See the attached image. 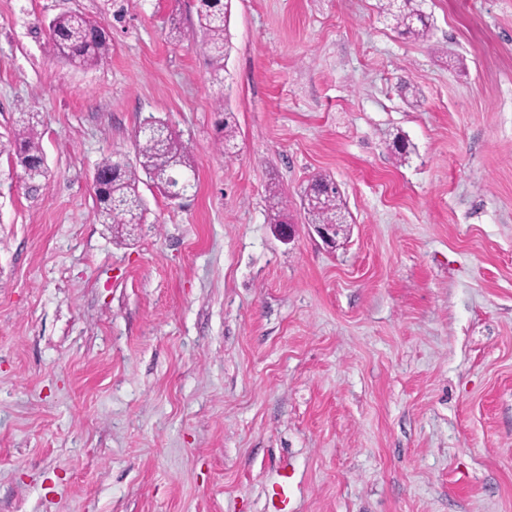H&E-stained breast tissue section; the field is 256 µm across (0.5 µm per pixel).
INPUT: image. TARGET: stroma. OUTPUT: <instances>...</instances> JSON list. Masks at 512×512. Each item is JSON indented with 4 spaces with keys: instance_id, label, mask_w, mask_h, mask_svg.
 <instances>
[{
    "instance_id": "1",
    "label": "stroma",
    "mask_w": 512,
    "mask_h": 512,
    "mask_svg": "<svg viewBox=\"0 0 512 512\" xmlns=\"http://www.w3.org/2000/svg\"><path fill=\"white\" fill-rule=\"evenodd\" d=\"M421 8L416 40L378 0H232L218 65L197 0H0V142L35 114L49 169L32 198L0 153V512H512V0ZM66 11L97 66L49 45ZM149 117L197 187L141 183L120 241L93 174ZM49 41L67 62L88 68L109 55V35L101 21L75 11L61 13L48 25ZM333 180L322 174L314 176L311 184L305 191L303 208L308 215L309 223L314 226L315 232L330 248L336 247V236L343 224H336L338 214L343 211L339 200V189L330 193L317 192L322 184L332 183Z\"/></svg>"
}]
</instances>
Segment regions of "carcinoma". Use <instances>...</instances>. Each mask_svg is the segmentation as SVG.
Segmentation results:
<instances>
[{
	"label": "carcinoma",
	"instance_id": "1",
	"mask_svg": "<svg viewBox=\"0 0 512 512\" xmlns=\"http://www.w3.org/2000/svg\"><path fill=\"white\" fill-rule=\"evenodd\" d=\"M390 15L401 33L419 38L429 31L428 18L417 5V0H397L393 7H382ZM230 21V7L225 0L203 3L197 11V22L206 36L205 48L216 63L224 60L227 29ZM49 41L57 54L67 62L88 68L96 65L109 55L111 44L102 22L70 11L52 19L48 25ZM154 126L162 130L159 139L136 134L138 146L137 167H129L106 156L97 164L99 182L94 192L99 203L101 222L116 229L145 223L148 211L146 202L139 191L141 177L154 182L166 192L167 176L180 180L195 174L190 152L179 137L161 122ZM17 164L25 171L29 189L39 188V182L47 177L43 152L32 117H19L9 140ZM332 182L326 175L314 176L305 191L303 208L312 224H334L343 211L339 193H318L317 188ZM270 221L273 224L288 222V205L274 194L270 202Z\"/></svg>",
	"mask_w": 512,
	"mask_h": 512
}]
</instances>
